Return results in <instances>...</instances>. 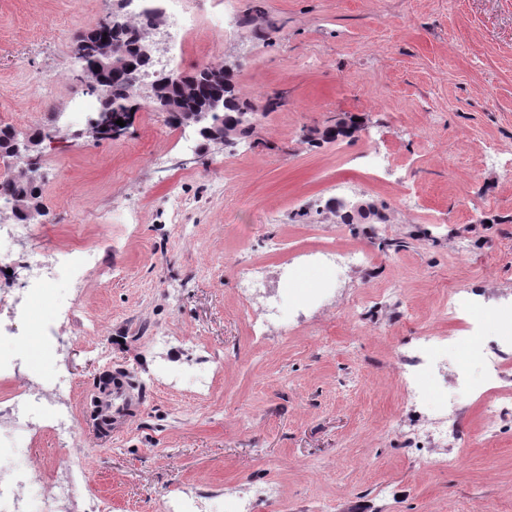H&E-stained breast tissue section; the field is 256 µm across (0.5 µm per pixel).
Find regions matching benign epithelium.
I'll list each match as a JSON object with an SVG mask.
<instances>
[{
    "label": "benign epithelium",
    "instance_id": "obj_1",
    "mask_svg": "<svg viewBox=\"0 0 512 512\" xmlns=\"http://www.w3.org/2000/svg\"><path fill=\"white\" fill-rule=\"evenodd\" d=\"M164 23V13L160 10L155 11L154 27L139 49L140 55L147 61L151 60L156 52L160 50V41L157 40V35ZM72 54L77 61L95 60L100 69L108 73H120L127 64L124 54L120 52L110 35L104 36L100 34L92 40L80 39L75 43ZM144 104L157 112L166 113L180 127L194 126L198 131L211 135L213 143L220 144L226 148L235 146L241 132L253 128L258 121V113L240 112L233 127L217 129L215 128L214 116L224 111V95L215 94L204 100L202 106L196 111L187 112L179 100L158 98L157 82L154 81L147 87L141 84L138 85L121 105L104 108L97 112L89 120L86 130H77L73 133V136L80 138L88 132L99 139L119 138L128 129L132 112ZM119 119L123 120L125 125H117L116 121ZM42 143L43 139L31 137L12 144L11 153L13 159L24 164V172L36 170V163L42 157Z\"/></svg>",
    "mask_w": 512,
    "mask_h": 512
}]
</instances>
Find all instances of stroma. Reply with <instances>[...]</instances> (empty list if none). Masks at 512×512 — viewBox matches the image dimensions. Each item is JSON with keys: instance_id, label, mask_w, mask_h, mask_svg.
<instances>
[{"instance_id": "1", "label": "stroma", "mask_w": 512, "mask_h": 512, "mask_svg": "<svg viewBox=\"0 0 512 512\" xmlns=\"http://www.w3.org/2000/svg\"><path fill=\"white\" fill-rule=\"evenodd\" d=\"M253 1L237 0L247 26L165 49L183 73L238 62L236 93L263 115L225 149L146 106L120 138L73 139L95 110H71L72 49L113 0H0V126L51 132L45 215L0 244V299L34 253L98 257L60 271L68 317L47 298L0 339L9 360L28 343L20 368L0 370V446L13 451L0 468L39 475L22 491L34 512H171L186 493L212 512L242 497L252 512H512V418L485 432L442 341L451 289L489 312L483 336L512 314V0H258V15ZM339 123L357 130L323 139ZM374 152L389 165L370 170ZM333 199L380 214L343 224ZM327 246L367 264L324 269L310 255ZM248 263L265 289L246 311ZM253 318L270 321L263 339ZM425 336L467 445L452 467L435 464L431 436L405 440L417 416L400 358ZM35 377L71 407V439L50 414L10 412ZM109 378L128 404L104 429ZM75 462L56 500L53 479ZM269 482L279 497L259 495Z\"/></svg>"}]
</instances>
